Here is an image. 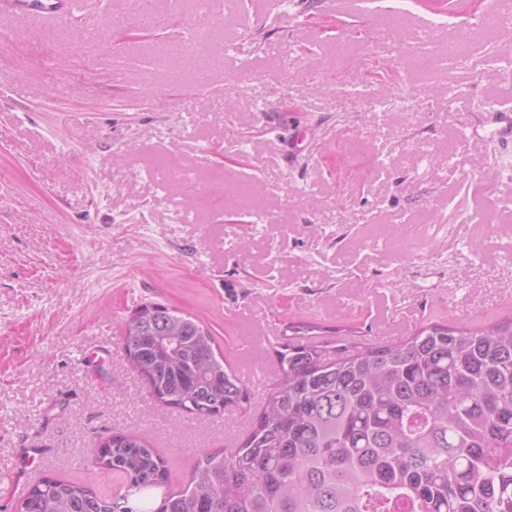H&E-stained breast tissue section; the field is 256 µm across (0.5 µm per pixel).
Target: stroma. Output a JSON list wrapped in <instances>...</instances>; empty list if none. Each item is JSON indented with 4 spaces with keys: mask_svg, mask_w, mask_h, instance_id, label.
<instances>
[{
    "mask_svg": "<svg viewBox=\"0 0 512 512\" xmlns=\"http://www.w3.org/2000/svg\"><path fill=\"white\" fill-rule=\"evenodd\" d=\"M87 37L0 18V512L133 430L184 489L249 417L160 406L120 338L140 304L203 322L228 367L512 313V0H102ZM440 63L424 69L419 52ZM371 88L368 104L354 99ZM501 174L487 180V163Z\"/></svg>",
    "mask_w": 512,
    "mask_h": 512,
    "instance_id": "35a3bbf8",
    "label": "stroma"
}]
</instances>
